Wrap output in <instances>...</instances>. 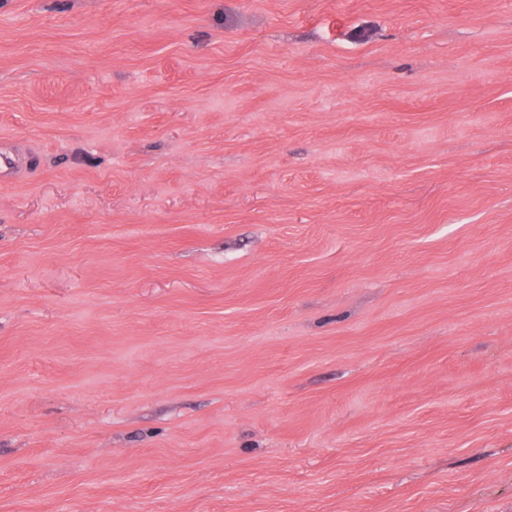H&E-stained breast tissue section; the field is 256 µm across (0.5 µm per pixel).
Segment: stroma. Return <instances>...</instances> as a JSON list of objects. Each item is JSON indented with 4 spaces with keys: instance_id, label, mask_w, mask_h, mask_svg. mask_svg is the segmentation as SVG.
<instances>
[{
    "instance_id": "1",
    "label": "stroma",
    "mask_w": 512,
    "mask_h": 512,
    "mask_svg": "<svg viewBox=\"0 0 512 512\" xmlns=\"http://www.w3.org/2000/svg\"><path fill=\"white\" fill-rule=\"evenodd\" d=\"M0 512H512V0H0Z\"/></svg>"
}]
</instances>
